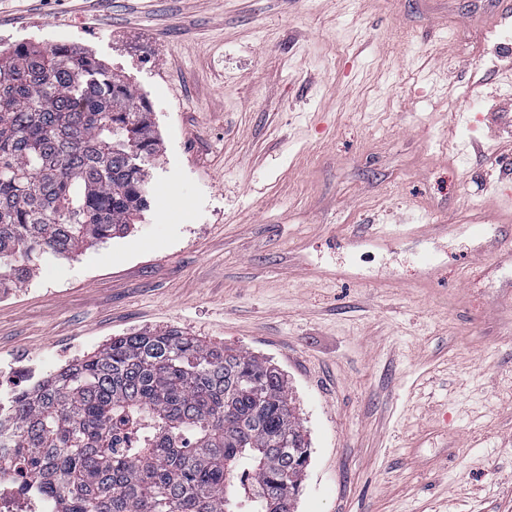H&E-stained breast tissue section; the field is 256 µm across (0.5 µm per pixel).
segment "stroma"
Here are the masks:
<instances>
[{"instance_id": "stroma-1", "label": "stroma", "mask_w": 512, "mask_h": 512, "mask_svg": "<svg viewBox=\"0 0 512 512\" xmlns=\"http://www.w3.org/2000/svg\"><path fill=\"white\" fill-rule=\"evenodd\" d=\"M500 0H0L147 103L148 207L0 288V373L175 327L268 360L294 512H512V18ZM487 225L359 248L373 225ZM431 252L438 274L418 259Z\"/></svg>"}]
</instances>
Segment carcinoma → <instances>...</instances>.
<instances>
[{"instance_id":"carcinoma-1","label":"carcinoma","mask_w":512,"mask_h":512,"mask_svg":"<svg viewBox=\"0 0 512 512\" xmlns=\"http://www.w3.org/2000/svg\"><path fill=\"white\" fill-rule=\"evenodd\" d=\"M159 150L89 50L1 55L0 281L126 230ZM306 447L281 373L174 327L115 337L0 410V475L31 467L57 512H292Z\"/></svg>"}]
</instances>
